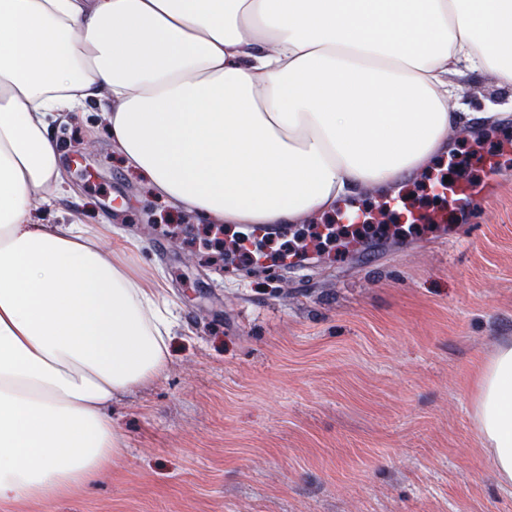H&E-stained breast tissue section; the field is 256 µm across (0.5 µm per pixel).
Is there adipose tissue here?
I'll list each match as a JSON object with an SVG mask.
<instances>
[{
	"mask_svg": "<svg viewBox=\"0 0 512 512\" xmlns=\"http://www.w3.org/2000/svg\"><path fill=\"white\" fill-rule=\"evenodd\" d=\"M459 71L512 85V0H0V505L92 484L124 453L113 398L168 369L170 302L84 225L28 222L59 175L56 113L110 112L172 206L296 224L435 160ZM475 416L512 485V346Z\"/></svg>",
	"mask_w": 512,
	"mask_h": 512,
	"instance_id": "obj_1",
	"label": "adipose tissue"
}]
</instances>
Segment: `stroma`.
Returning a JSON list of instances; mask_svg holds the SVG:
<instances>
[{"label": "stroma", "mask_w": 512, "mask_h": 512, "mask_svg": "<svg viewBox=\"0 0 512 512\" xmlns=\"http://www.w3.org/2000/svg\"><path fill=\"white\" fill-rule=\"evenodd\" d=\"M451 80L469 112L512 96ZM107 125L54 121L66 191L31 221L111 225L113 261L174 304L171 361L112 402L125 454L51 512H512L474 419L480 368L512 345V164L447 243L222 285L204 221L155 199Z\"/></svg>", "instance_id": "1"}]
</instances>
